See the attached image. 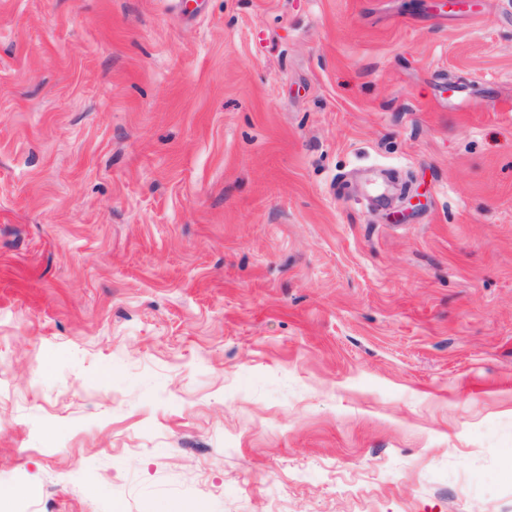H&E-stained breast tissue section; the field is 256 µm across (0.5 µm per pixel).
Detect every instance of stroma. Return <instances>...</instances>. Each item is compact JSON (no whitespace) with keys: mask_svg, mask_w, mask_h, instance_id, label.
Listing matches in <instances>:
<instances>
[{"mask_svg":"<svg viewBox=\"0 0 512 512\" xmlns=\"http://www.w3.org/2000/svg\"><path fill=\"white\" fill-rule=\"evenodd\" d=\"M512 512V0H0V512Z\"/></svg>","mask_w":512,"mask_h":512,"instance_id":"1","label":"stroma"}]
</instances>
